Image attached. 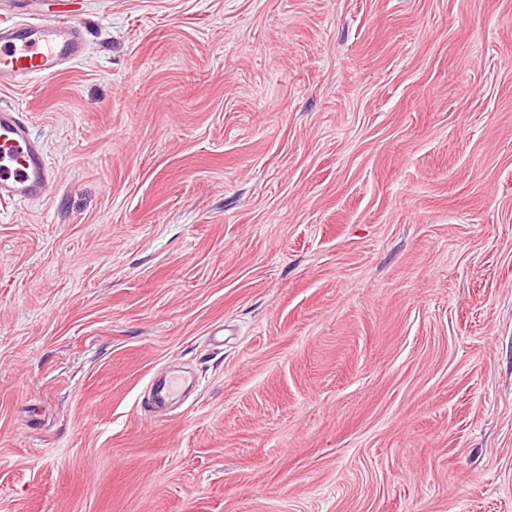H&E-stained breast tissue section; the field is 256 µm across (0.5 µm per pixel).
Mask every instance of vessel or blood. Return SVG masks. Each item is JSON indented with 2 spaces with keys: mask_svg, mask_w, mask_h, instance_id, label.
Wrapping results in <instances>:
<instances>
[{
  "mask_svg": "<svg viewBox=\"0 0 512 512\" xmlns=\"http://www.w3.org/2000/svg\"><path fill=\"white\" fill-rule=\"evenodd\" d=\"M83 38L79 25L68 20L0 24V81L56 73L63 61L78 57ZM51 178L44 151L21 113L1 106L0 196L20 203L40 198ZM190 385L185 375L169 370L153 381L152 388L159 400L166 401L181 396Z\"/></svg>",
  "mask_w": 512,
  "mask_h": 512,
  "instance_id": "vessel-or-blood-1",
  "label": "vessel or blood"
}]
</instances>
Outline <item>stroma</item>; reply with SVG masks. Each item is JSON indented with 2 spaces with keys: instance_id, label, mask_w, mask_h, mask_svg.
Returning a JSON list of instances; mask_svg holds the SVG:
<instances>
[{
  "instance_id": "35a3bbf8",
  "label": "stroma",
  "mask_w": 512,
  "mask_h": 512,
  "mask_svg": "<svg viewBox=\"0 0 512 512\" xmlns=\"http://www.w3.org/2000/svg\"><path fill=\"white\" fill-rule=\"evenodd\" d=\"M30 9L0 512H512V0ZM83 38V30L69 20L0 24V81L53 75L63 61L78 57ZM192 381L177 370L161 373L152 383V389L160 401L172 400L184 394Z\"/></svg>"
}]
</instances>
